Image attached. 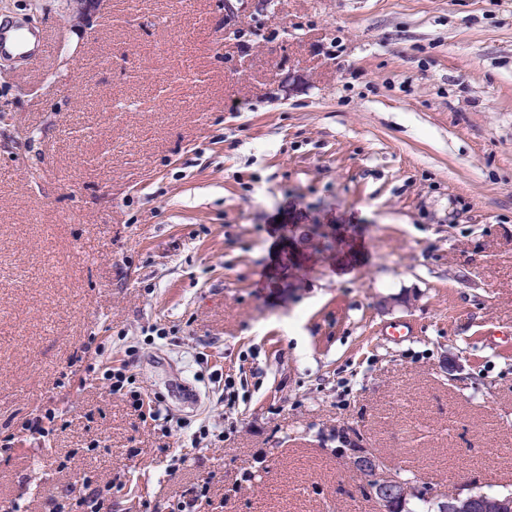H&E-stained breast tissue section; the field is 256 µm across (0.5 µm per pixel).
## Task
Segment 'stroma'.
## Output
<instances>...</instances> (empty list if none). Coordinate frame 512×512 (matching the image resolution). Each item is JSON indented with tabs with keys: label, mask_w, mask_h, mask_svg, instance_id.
<instances>
[{
	"label": "stroma",
	"mask_w": 512,
	"mask_h": 512,
	"mask_svg": "<svg viewBox=\"0 0 512 512\" xmlns=\"http://www.w3.org/2000/svg\"><path fill=\"white\" fill-rule=\"evenodd\" d=\"M71 9L0 0L54 50L0 59V503L86 476L112 512H376L341 432L512 493V0ZM313 224L358 247L289 287Z\"/></svg>",
	"instance_id": "stroma-1"
}]
</instances>
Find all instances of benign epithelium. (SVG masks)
<instances>
[{
  "instance_id": "benign-epithelium-1",
  "label": "benign epithelium",
  "mask_w": 512,
  "mask_h": 512,
  "mask_svg": "<svg viewBox=\"0 0 512 512\" xmlns=\"http://www.w3.org/2000/svg\"><path fill=\"white\" fill-rule=\"evenodd\" d=\"M337 439L340 443V456L368 475L365 494L375 502L377 512H398L407 497L421 493L441 502V512H473V487H459L448 497L438 496L435 492L418 486L403 487L398 483V472L384 457L363 444L358 434H342Z\"/></svg>"
}]
</instances>
